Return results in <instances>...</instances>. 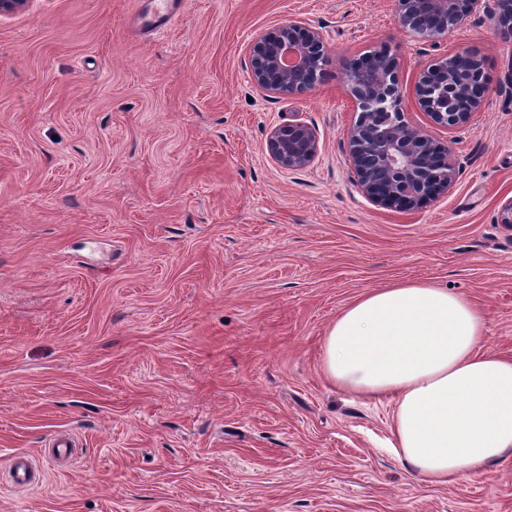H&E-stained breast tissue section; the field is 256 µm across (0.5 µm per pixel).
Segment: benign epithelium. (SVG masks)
Returning <instances> with one entry per match:
<instances>
[{"label": "benign epithelium", "instance_id": "obj_1", "mask_svg": "<svg viewBox=\"0 0 512 512\" xmlns=\"http://www.w3.org/2000/svg\"><path fill=\"white\" fill-rule=\"evenodd\" d=\"M495 2L498 35L512 39V0H398V21L414 36L435 40L469 14L489 11ZM329 63L321 34L290 20L253 46L251 77L264 90L284 96L311 91ZM346 90L357 118L346 133L352 178L375 202L411 209L450 189L456 176L452 152L438 153L429 138L401 111L396 54L386 49L343 63ZM485 90L483 58L469 51L443 57L420 73L415 94L428 116L456 131L481 106ZM318 139L307 124L292 120L267 139L270 157L281 167H302L315 157Z\"/></svg>", "mask_w": 512, "mask_h": 512}]
</instances>
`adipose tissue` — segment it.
I'll return each mask as SVG.
<instances>
[{
  "label": "adipose tissue",
  "instance_id": "adipose-tissue-1",
  "mask_svg": "<svg viewBox=\"0 0 512 512\" xmlns=\"http://www.w3.org/2000/svg\"><path fill=\"white\" fill-rule=\"evenodd\" d=\"M471 302L425 282L372 290L323 340V370L340 391L393 405L392 449L434 485L512 456V359L485 350Z\"/></svg>",
  "mask_w": 512,
  "mask_h": 512
}]
</instances>
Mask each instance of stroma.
I'll use <instances>...</instances> for the list:
<instances>
[{"label":"stroma","mask_w":512,"mask_h":512,"mask_svg":"<svg viewBox=\"0 0 512 512\" xmlns=\"http://www.w3.org/2000/svg\"><path fill=\"white\" fill-rule=\"evenodd\" d=\"M150 8L0 16V512H512V459L426 484L388 450L391 406L322 371L338 314L410 281L469 300L512 358V42L481 14L418 40L396 0H176L157 33ZM289 20L331 58L296 96L251 78L254 42ZM385 46L407 121L458 171L410 210L366 198L349 164L342 62ZM461 50L487 90L451 131L414 86ZM294 119L318 153L287 169L266 142Z\"/></svg>","instance_id":"stroma-1"}]
</instances>
